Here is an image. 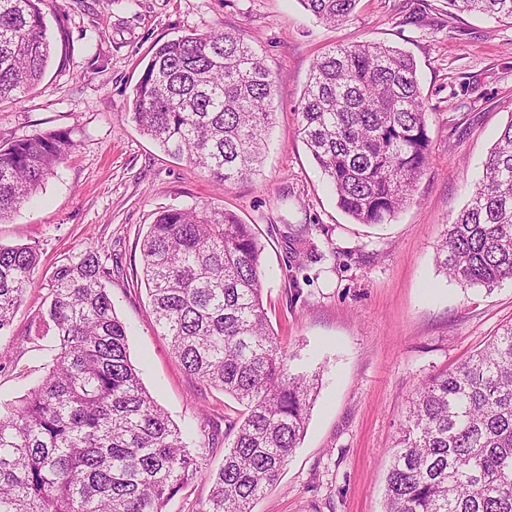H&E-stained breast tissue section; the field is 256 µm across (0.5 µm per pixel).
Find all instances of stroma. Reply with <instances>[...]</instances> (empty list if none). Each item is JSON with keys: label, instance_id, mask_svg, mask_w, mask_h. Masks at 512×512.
Masks as SVG:
<instances>
[{"label": "stroma", "instance_id": "stroma-1", "mask_svg": "<svg viewBox=\"0 0 512 512\" xmlns=\"http://www.w3.org/2000/svg\"><path fill=\"white\" fill-rule=\"evenodd\" d=\"M41 8L52 56L34 89L0 104V145L60 130L74 148L30 203L0 222V244L40 251L0 334V408L44 375L54 338L33 333L48 277L65 258L94 249L112 269L108 289L130 360L170 419L190 429L188 447L203 468L163 512H201L241 408L172 355L138 271L158 211L211 203L258 231L270 327L291 371L322 375L306 434L255 512H384L386 473L418 389L512 321V280L466 288L435 264L447 224L512 121V23L455 12L448 0H358L336 26L300 0H43ZM225 29L255 47L277 85L260 172L226 185L164 154L132 108L155 43ZM364 42L413 57L431 137L412 203L385 224L355 223L337 207L297 131L313 62L331 47ZM300 226L320 254L301 267L286 239Z\"/></svg>", "mask_w": 512, "mask_h": 512}]
</instances>
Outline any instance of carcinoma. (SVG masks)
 I'll return each instance as SVG.
<instances>
[{
	"mask_svg": "<svg viewBox=\"0 0 512 512\" xmlns=\"http://www.w3.org/2000/svg\"><path fill=\"white\" fill-rule=\"evenodd\" d=\"M339 24L357 0H300ZM43 0H0V102L42 78L50 40ZM512 20V0H448ZM275 80L241 35L188 34L153 47L134 89V119L169 156L221 183L260 167ZM414 61L376 43L338 46L314 62L298 132L338 207L384 224L412 199L430 136ZM61 131L0 145V221L62 163ZM299 262L320 254L305 228L288 235ZM154 322L184 369L244 407L201 512H253L304 434L320 373H291L262 301V246L222 208L157 212L141 245ZM445 276L491 290L512 279V121L466 208L436 248ZM39 264L35 245H0V332ZM88 248L52 272L41 332L55 345L41 383L0 414V512H163L202 472L183 432L142 385L106 283ZM386 512H512V324L412 400L386 477Z\"/></svg>",
	"mask_w": 512,
	"mask_h": 512,
	"instance_id": "obj_1",
	"label": "carcinoma"
}]
</instances>
